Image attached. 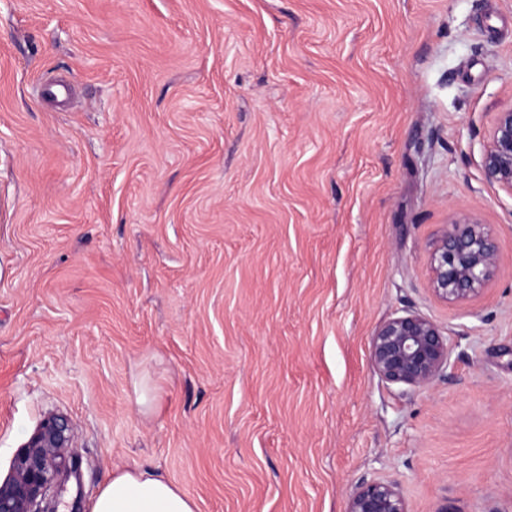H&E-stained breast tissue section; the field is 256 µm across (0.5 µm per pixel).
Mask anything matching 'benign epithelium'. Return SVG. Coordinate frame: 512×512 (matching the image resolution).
Wrapping results in <instances>:
<instances>
[{
    "instance_id": "7a95c632",
    "label": "benign epithelium",
    "mask_w": 512,
    "mask_h": 512,
    "mask_svg": "<svg viewBox=\"0 0 512 512\" xmlns=\"http://www.w3.org/2000/svg\"><path fill=\"white\" fill-rule=\"evenodd\" d=\"M486 179L512 191V106L498 113L482 155ZM496 244L484 225L462 217L445 229L429 255L431 290L447 303H463L491 280ZM375 371L390 384L431 385L451 364L439 328L413 314L395 316L377 329L371 349ZM71 425L63 415L45 418L18 449L10 475L0 482V512H57L55 491L76 472ZM346 512H409L399 485L372 480L350 495Z\"/></svg>"
}]
</instances>
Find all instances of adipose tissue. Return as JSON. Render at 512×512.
Listing matches in <instances>:
<instances>
[{
    "instance_id": "ef3b65f1",
    "label": "adipose tissue",
    "mask_w": 512,
    "mask_h": 512,
    "mask_svg": "<svg viewBox=\"0 0 512 512\" xmlns=\"http://www.w3.org/2000/svg\"><path fill=\"white\" fill-rule=\"evenodd\" d=\"M90 512H196L194 500L177 485L141 468L113 472Z\"/></svg>"
}]
</instances>
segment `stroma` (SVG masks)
I'll return each instance as SVG.
<instances>
[{
  "label": "stroma",
  "mask_w": 512,
  "mask_h": 512,
  "mask_svg": "<svg viewBox=\"0 0 512 512\" xmlns=\"http://www.w3.org/2000/svg\"><path fill=\"white\" fill-rule=\"evenodd\" d=\"M511 105L512 0H0V481L60 414L68 512L136 466L198 512H512ZM460 216L497 261L450 304ZM407 312L428 387L372 365ZM486 179L512 191V105L498 112L482 155ZM496 260L495 241L484 225L459 218L429 255L431 290L447 303H463L491 280ZM371 359L386 382L427 387L450 366L451 350L434 323L407 313L379 326L372 340ZM346 512H409L399 485L372 480L360 484L350 495Z\"/></svg>",
  "instance_id": "35a3bbf8"
}]
</instances>
